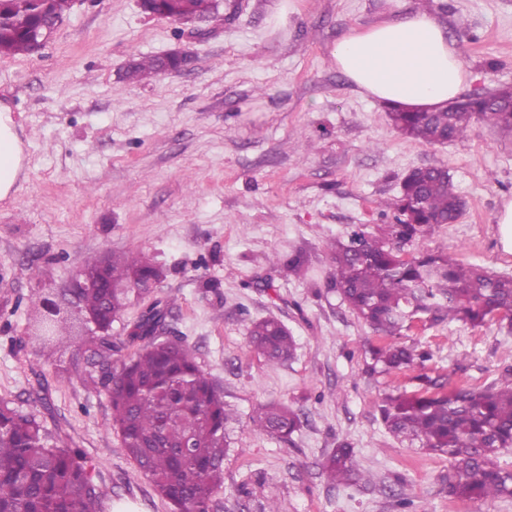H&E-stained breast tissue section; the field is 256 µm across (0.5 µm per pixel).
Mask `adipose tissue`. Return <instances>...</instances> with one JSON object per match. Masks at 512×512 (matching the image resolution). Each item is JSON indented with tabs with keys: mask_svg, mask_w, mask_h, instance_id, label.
<instances>
[{
	"mask_svg": "<svg viewBox=\"0 0 512 512\" xmlns=\"http://www.w3.org/2000/svg\"><path fill=\"white\" fill-rule=\"evenodd\" d=\"M333 61L359 93L409 110L460 98L469 78L444 25L424 11L351 32ZM22 166L16 123L0 105V200L14 192Z\"/></svg>",
	"mask_w": 512,
	"mask_h": 512,
	"instance_id": "obj_1",
	"label": "adipose tissue"
}]
</instances>
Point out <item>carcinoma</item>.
<instances>
[{"instance_id": "obj_1", "label": "carcinoma", "mask_w": 512, "mask_h": 512, "mask_svg": "<svg viewBox=\"0 0 512 512\" xmlns=\"http://www.w3.org/2000/svg\"><path fill=\"white\" fill-rule=\"evenodd\" d=\"M73 0H0V55H26L46 21H56ZM154 15L189 21L218 15L214 0H153ZM173 57L141 56L133 65L139 81L176 70ZM499 102L463 107L445 103L433 112L393 109L390 120L401 134L425 145L461 139L475 118L512 129V90L498 89ZM396 223L377 232L357 226L329 243L335 264L333 285L355 316L383 336H397L416 317L462 322L473 327L494 316L512 330V278L479 265L463 264L448 254L407 255L403 248L424 239L439 224H451L463 211L448 171L442 166L415 168L394 203ZM284 265L290 275L305 271L297 251ZM86 288H63L53 295L38 290L30 303L43 310L36 339L44 347L63 343L52 320L63 307L75 311L94 336L78 348L84 376L107 391L111 427L121 448L137 465L172 512H215L224 487V452L230 447L226 408L217 385L200 368L182 337L167 336L169 307L155 300L128 337L142 346L122 356L112 344V323L133 299L150 296L163 269L139 254L88 256L77 271ZM248 346L272 365L295 357L297 344L275 318L251 322ZM375 373L423 368L432 354L418 346L386 344L372 349ZM418 389L388 394L378 406L381 423L394 437L419 443L448 456V493L463 499L512 498V469L500 455L512 447V368L483 387L444 384L425 373ZM253 421L272 436L287 438L301 415L284 405L260 403ZM92 467L77 448H62L35 414L0 401V512H105L108 493L94 480ZM321 473L330 486L363 480L356 454L341 443L327 454Z\"/></svg>"}]
</instances>
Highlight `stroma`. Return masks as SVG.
<instances>
[{"instance_id":"1","label":"stroma","mask_w":512,"mask_h":512,"mask_svg":"<svg viewBox=\"0 0 512 512\" xmlns=\"http://www.w3.org/2000/svg\"><path fill=\"white\" fill-rule=\"evenodd\" d=\"M420 0H221L218 19L186 26L140 0L77 4L45 46L0 55V104L24 160L0 201V398L34 413L60 445L81 449L109 493L106 512H171L110 428L103 389L67 372L72 349L40 350L29 299L60 290L82 260L145 252L164 267L154 297L237 415L224 454L220 512H512V499L448 493L446 456L388 433L376 406L414 391L415 373L368 374L382 335L331 288L329 238L393 221L403 177L447 167L466 202L419 244L512 276L498 215L512 201V133L473 120L466 135L425 145L399 133L387 106L359 94L331 53L352 29L399 19ZM469 72L468 93L512 85V0H431ZM183 51L179 71L132 82V58ZM305 278L271 258L295 250ZM153 297V298H154ZM274 317L297 343L268 364L246 342ZM431 350L426 373L484 386L512 366V332L429 320L401 331ZM303 414L288 439L252 420L259 403ZM349 443L372 484L331 487L319 464Z\"/></svg>"}]
</instances>
